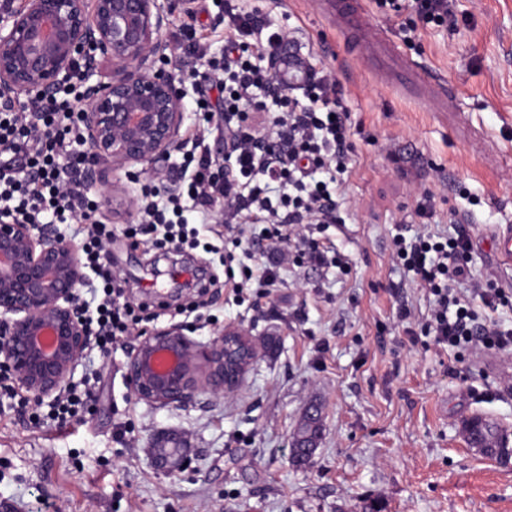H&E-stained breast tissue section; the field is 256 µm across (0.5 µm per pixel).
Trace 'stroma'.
I'll list each match as a JSON object with an SVG mask.
<instances>
[{
	"label": "stroma",
	"mask_w": 512,
	"mask_h": 512,
	"mask_svg": "<svg viewBox=\"0 0 512 512\" xmlns=\"http://www.w3.org/2000/svg\"><path fill=\"white\" fill-rule=\"evenodd\" d=\"M242 11L290 32L316 69L332 73L351 122L352 162L343 180L342 224L322 232L348 271L288 264L270 297L238 300L224 288L220 255L201 248L164 256L132 246L123 227L138 214H102L116 234L107 262L133 302L153 285L172 288L205 267L218 284L202 315L161 310L155 327L182 325L209 342L225 326L257 339L240 389L200 395L187 408L138 400L125 379L130 346L95 361L91 415L64 428L30 426L0 395V503L31 512H512V459L479 453L463 422L480 415L512 440V352L457 351L411 336L400 301L417 318L429 301L390 254L396 234L460 224L472 240V278L512 291V265L497 258L499 230L512 226V0H453L458 25L425 24L365 0L366 24L344 18L334 0H238ZM174 10L162 31L168 67L184 75V128L201 125L194 59L182 48ZM195 27L213 56L224 52V0H197ZM409 67L419 90L389 76L387 59ZM323 431L309 464L291 459L305 411ZM183 432L191 469L165 473L150 443Z\"/></svg>",
	"instance_id": "1"
}]
</instances>
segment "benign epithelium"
<instances>
[{"label":"benign epithelium","mask_w":512,"mask_h":512,"mask_svg":"<svg viewBox=\"0 0 512 512\" xmlns=\"http://www.w3.org/2000/svg\"><path fill=\"white\" fill-rule=\"evenodd\" d=\"M170 0H20L0 20V106L30 112L84 69L78 107L88 155L86 186L99 207L135 208L136 199L110 179L114 171L163 162L182 142L184 79L159 65ZM108 64V73L102 65ZM86 278L78 246L61 234L0 220V336L17 389L43 400L68 383L89 345L77 292ZM258 355L251 333L229 326L209 346L171 325L138 332L126 367L136 397L184 407L207 392L232 393ZM182 433L160 436L152 462L183 470L166 444L183 448Z\"/></svg>","instance_id":"benign-epithelium-1"}]
</instances>
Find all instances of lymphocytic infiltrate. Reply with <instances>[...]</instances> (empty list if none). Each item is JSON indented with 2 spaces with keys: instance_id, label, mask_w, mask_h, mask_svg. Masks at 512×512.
Segmentation results:
<instances>
[{
  "instance_id": "lymphocytic-infiltrate-1",
  "label": "lymphocytic infiltrate",
  "mask_w": 512,
  "mask_h": 512,
  "mask_svg": "<svg viewBox=\"0 0 512 512\" xmlns=\"http://www.w3.org/2000/svg\"><path fill=\"white\" fill-rule=\"evenodd\" d=\"M228 35L224 54L210 56L205 38L192 25L182 31L190 56L206 61L205 89L196 100L207 118L230 124L233 148L230 164L211 156L204 130H190L185 140L179 177L185 195L159 203L158 191L147 185L138 203L140 221L127 225L130 240L147 237L164 251L197 249L187 211L208 214L223 202L226 223L245 214H260L269 228L248 240L244 253L273 250L282 259L304 258L307 264L331 265L327 251L312 237L313 229L339 223L336 197L351 162L349 114L336 97V80L319 71L300 96L277 92L267 59L279 54L286 35L269 32L265 40L247 44L261 24L254 15L227 4ZM82 73L36 112L0 110V219L26 224L83 222L82 251L86 265L102 281L103 298L89 320L91 346L100 355L123 346L133 324L150 317L154 301L138 305L124 299L120 274L103 262L105 243L113 235L97 223V202L82 193L87 159L75 104L83 86ZM218 91L210 102L209 91ZM471 241L463 229L444 234L423 231L413 237L396 235L392 257L417 288L430 298L431 313L419 323L421 335L438 345L512 351V329L496 319L499 308L512 307V296L491 283L472 281L461 291L457 280L467 278Z\"/></svg>"
}]
</instances>
